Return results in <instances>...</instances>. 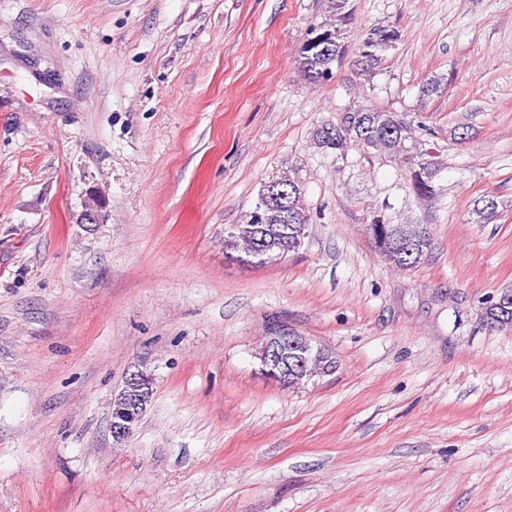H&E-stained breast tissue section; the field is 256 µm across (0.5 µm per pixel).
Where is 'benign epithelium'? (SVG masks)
Returning a JSON list of instances; mask_svg holds the SVG:
<instances>
[{"instance_id":"obj_1","label":"benign epithelium","mask_w":512,"mask_h":512,"mask_svg":"<svg viewBox=\"0 0 512 512\" xmlns=\"http://www.w3.org/2000/svg\"><path fill=\"white\" fill-rule=\"evenodd\" d=\"M314 349L312 340L286 325L271 330L262 341L259 354L263 373L283 388L307 374L306 357Z\"/></svg>"}]
</instances>
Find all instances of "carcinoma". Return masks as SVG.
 <instances>
[{
	"label": "carcinoma",
	"mask_w": 512,
	"mask_h": 512,
	"mask_svg": "<svg viewBox=\"0 0 512 512\" xmlns=\"http://www.w3.org/2000/svg\"><path fill=\"white\" fill-rule=\"evenodd\" d=\"M349 0H324V20L311 25L303 38L296 62L312 82L329 79L333 67L341 63L346 49L337 35L338 28L351 20ZM400 38L399 31L389 26H374L362 39L357 54V65L363 73L376 70L384 55ZM410 123L403 115L371 105H359L348 110L337 124L321 125L315 132L318 148L344 154L351 146L374 150L394 157L405 164L413 191L421 201L431 199L436 191L435 179L441 163L427 157V153L406 146L410 139ZM302 188L291 179L269 182L259 193L255 208L241 224L233 226L224 236V249L245 254L244 261L257 265L273 264L298 250L303 237L292 235L291 225L308 224L301 204ZM375 228L369 231L378 252L387 264L401 270L412 269L408 259L414 254L427 258L432 251V238L422 224H385L380 217L373 218ZM484 318L494 326H512V311L486 302ZM336 360L329 350L310 355L311 368L325 374L327 361Z\"/></svg>",
	"instance_id": "carcinoma-1"
}]
</instances>
